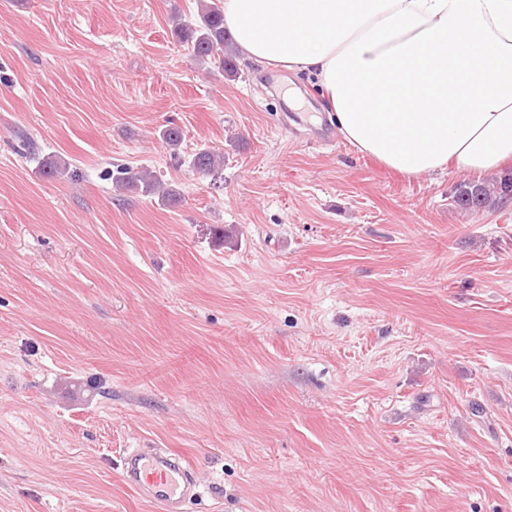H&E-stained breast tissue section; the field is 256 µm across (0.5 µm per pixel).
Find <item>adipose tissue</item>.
Returning a JSON list of instances; mask_svg holds the SVG:
<instances>
[{
    "label": "adipose tissue",
    "mask_w": 512,
    "mask_h": 512,
    "mask_svg": "<svg viewBox=\"0 0 512 512\" xmlns=\"http://www.w3.org/2000/svg\"><path fill=\"white\" fill-rule=\"evenodd\" d=\"M243 58L315 80L340 135L416 178L512 161V0H222Z\"/></svg>",
    "instance_id": "ef3b65f1"
}]
</instances>
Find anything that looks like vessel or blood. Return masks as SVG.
Wrapping results in <instances>:
<instances>
[{"label":"vessel or blood","mask_w":512,"mask_h":512,"mask_svg":"<svg viewBox=\"0 0 512 512\" xmlns=\"http://www.w3.org/2000/svg\"><path fill=\"white\" fill-rule=\"evenodd\" d=\"M193 471L184 455L132 449L123 456L120 476L144 499L159 504L162 512H185L187 502L196 494Z\"/></svg>","instance_id":"b4317fda"}]
</instances>
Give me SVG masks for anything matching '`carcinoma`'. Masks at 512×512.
Returning a JSON list of instances; mask_svg holds the SVG:
<instances>
[{
    "mask_svg": "<svg viewBox=\"0 0 512 512\" xmlns=\"http://www.w3.org/2000/svg\"><path fill=\"white\" fill-rule=\"evenodd\" d=\"M175 35L193 47L199 61L211 60L232 77L236 72L235 59L232 53H224V48L231 43V36L224 28L223 6L217 0L201 5L199 22L194 26H179ZM224 164V157L209 150L195 154L192 166L203 174H212ZM121 177L117 181L128 191L142 196L152 197L159 192V181L156 175L147 169L132 171L120 170ZM512 199V173L505 174L496 181L493 189L481 184L466 183L457 188L454 202L460 208L479 212L489 207L495 199Z\"/></svg>",
    "mask_w": 512,
    "mask_h": 512,
    "instance_id": "1",
    "label": "carcinoma"
}]
</instances>
